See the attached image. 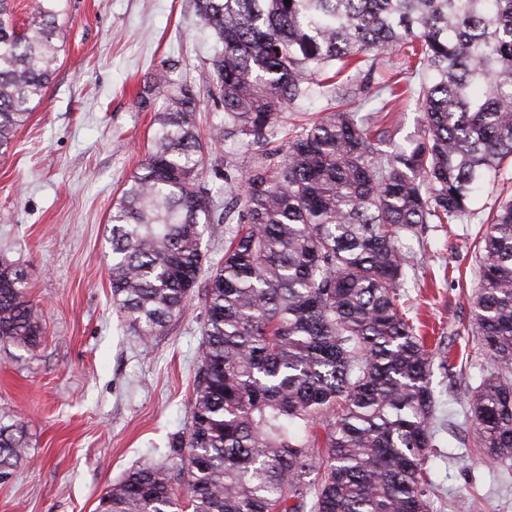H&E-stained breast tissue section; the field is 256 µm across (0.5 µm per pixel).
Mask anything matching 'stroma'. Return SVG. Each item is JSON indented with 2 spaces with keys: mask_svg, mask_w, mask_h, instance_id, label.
<instances>
[{
  "mask_svg": "<svg viewBox=\"0 0 512 512\" xmlns=\"http://www.w3.org/2000/svg\"><path fill=\"white\" fill-rule=\"evenodd\" d=\"M64 49L44 98L10 153L0 156V259L26 267L44 336L32 350L0 346V416L25 426L28 453L0 484V512H95L99 495L131 467H177L202 342L193 298L144 350L112 307L108 241L112 205L150 146L153 110L138 104L147 74L199 83L195 114L207 138L217 91L203 84L214 38L194 0H64ZM430 230L404 239L414 271L401 290L410 316L458 348L452 371L435 369L439 487L432 512H512V466L475 448L465 416L488 357L455 336L469 324L480 255L462 235Z\"/></svg>",
  "mask_w": 512,
  "mask_h": 512,
  "instance_id": "stroma-1",
  "label": "stroma"
}]
</instances>
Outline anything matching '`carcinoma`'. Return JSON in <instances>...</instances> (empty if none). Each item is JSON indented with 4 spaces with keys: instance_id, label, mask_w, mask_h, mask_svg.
I'll return each instance as SVG.
<instances>
[{
    "instance_id": "cac0c4a2",
    "label": "carcinoma",
    "mask_w": 512,
    "mask_h": 512,
    "mask_svg": "<svg viewBox=\"0 0 512 512\" xmlns=\"http://www.w3.org/2000/svg\"><path fill=\"white\" fill-rule=\"evenodd\" d=\"M61 0H31L28 24L0 0V153L54 76ZM215 39L203 81L223 111L211 144L241 155L218 172L239 208L224 257L204 275L221 191L204 184L193 83L163 67L146 158L110 215L112 303L150 347L204 284L205 322L185 431L174 437L186 502L163 462L129 470L96 512H432L437 444L433 357L401 302L402 238L469 224L475 196L512 161V0H195ZM412 49L418 88L382 79L378 106L344 108L363 68ZM328 112L278 145L282 110L314 95ZM421 110L399 145L384 112ZM481 254L474 336L488 356L468 418L489 459L512 462V201L493 206ZM44 334L24 269L0 263V345ZM18 421L0 419V482L26 456ZM317 472L315 484L307 481Z\"/></svg>"
}]
</instances>
